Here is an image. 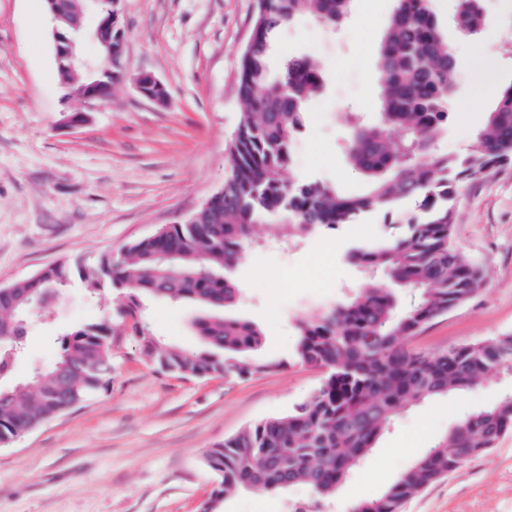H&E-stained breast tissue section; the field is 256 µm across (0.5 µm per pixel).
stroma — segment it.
<instances>
[{"instance_id": "stroma-1", "label": "stroma", "mask_w": 512, "mask_h": 512, "mask_svg": "<svg viewBox=\"0 0 512 512\" xmlns=\"http://www.w3.org/2000/svg\"><path fill=\"white\" fill-rule=\"evenodd\" d=\"M495 30L451 36L457 93L437 153L462 156L487 122L500 92L512 85V0H483ZM395 0H352L344 20L324 28L307 15L271 39L268 65L291 55L314 59L327 87L311 100L285 175L362 194L363 176L346 156L345 113L379 120L375 60ZM126 78L108 100L90 106L62 78L54 22L43 0H0V286L29 278L59 260L96 261L184 222L218 192L227 146L243 110L237 78L256 0H119ZM153 73L168 100L141 96L135 78ZM88 111L76 129L68 113ZM412 204L374 213L333 230L301 232L246 254L234 278L235 312L264 333L252 363L278 370L245 379H185L145 361L135 337L112 347L109 385L12 444L0 447V512H198L218 486L205 453L246 426L285 415L310 396L319 374L295 363L298 321L351 296L364 273L353 247L394 234ZM453 243L484 274L470 301L428 324L414 348L438 352L512 332V164L461 186L454 201ZM111 299L92 298L75 281L47 316L26 327L23 354L0 385L28 380L55 363L69 331L102 320ZM189 302L149 301L144 314L159 339L197 350ZM512 390L502 373L462 394L413 405L398 416L353 470L323 512H349L378 496L436 438L473 410ZM234 494L222 512H284L311 499ZM402 512H512V431L492 450L407 501Z\"/></svg>"}]
</instances>
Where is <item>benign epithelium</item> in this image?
I'll list each match as a JSON object with an SVG mask.
<instances>
[{
	"mask_svg": "<svg viewBox=\"0 0 512 512\" xmlns=\"http://www.w3.org/2000/svg\"><path fill=\"white\" fill-rule=\"evenodd\" d=\"M68 0H49L50 10L55 23L54 39L58 66L69 70L82 69L86 82L81 86V96L90 102H99L111 96L112 85L121 78L122 72L111 71L100 64V59L112 61L122 55L124 47L123 29L119 23L117 0H109V8L95 16L94 23L84 29V37L96 42L100 48V57L87 58L80 55L75 38L64 33V24L71 23ZM136 87L140 94L155 103L166 101L167 92L163 83L153 74L142 72L136 77Z\"/></svg>",
	"mask_w": 512,
	"mask_h": 512,
	"instance_id": "benign-epithelium-1",
	"label": "benign epithelium"
}]
</instances>
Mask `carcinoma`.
Here are the masks:
<instances>
[{
    "label": "carcinoma",
    "mask_w": 512,
    "mask_h": 512,
    "mask_svg": "<svg viewBox=\"0 0 512 512\" xmlns=\"http://www.w3.org/2000/svg\"><path fill=\"white\" fill-rule=\"evenodd\" d=\"M351 0H257L253 36L240 54L241 120L227 150L224 188L197 217L165 226L87 266L58 261L33 277L0 287V379L12 371L16 338L27 319L59 296L74 277L115 300L105 320L67 334L63 352L28 384L0 388V446L100 390L112 372L114 337H136L155 370L182 378L243 379L275 371L280 362L251 365L245 354L261 344L251 322L224 315L238 298L232 271L245 257L253 226L269 224L283 237L354 224L365 214L390 216L403 203L415 210L396 236L358 247L351 258L366 272L349 301L300 321L297 363L321 373L314 393L287 414L245 427L205 454L220 483L199 506L218 512L235 491L284 493L305 483L316 500L331 496L409 405L471 389L512 368V333L440 352H420L410 339L434 319L469 301L483 273L452 242V201L461 184L512 163V85L489 112L486 127L462 157L432 145L448 124L455 70L448 36L430 0H395L391 26L376 57L380 120L353 125L347 156L365 177L360 196L318 181L290 182L291 145L303 105L325 86L319 66L292 56L269 75L270 35L304 13L338 25ZM453 26L475 36L485 26L482 0H459ZM411 297L408 308L395 290ZM193 301L208 311L192 326L206 348L188 352L160 342L144 322L143 303ZM73 374L70 395H58L59 373ZM512 431V393L469 413L433 441L382 494L352 505L354 512H401L405 502L495 447Z\"/></svg>",
    "instance_id": "cac0c4a2"
}]
</instances>
